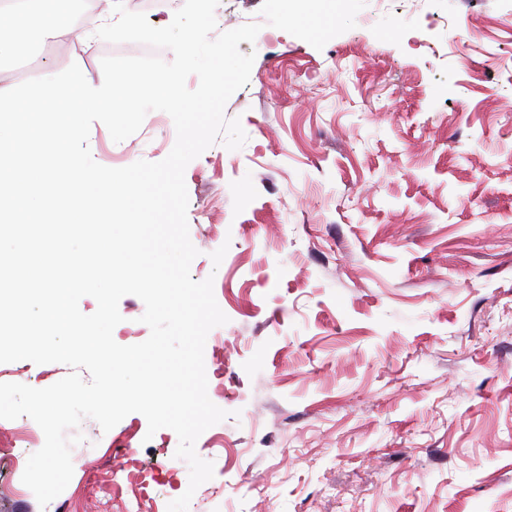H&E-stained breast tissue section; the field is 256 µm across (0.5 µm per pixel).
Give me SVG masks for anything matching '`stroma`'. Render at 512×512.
<instances>
[{
	"instance_id": "obj_1",
	"label": "stroma",
	"mask_w": 512,
	"mask_h": 512,
	"mask_svg": "<svg viewBox=\"0 0 512 512\" xmlns=\"http://www.w3.org/2000/svg\"><path fill=\"white\" fill-rule=\"evenodd\" d=\"M371 28L282 0H220L218 31L288 21L254 53L248 84L225 106L245 144L216 142L185 170L194 280H214L228 322V416L195 444L214 476L190 512H512V0H356ZM0 56V87L78 64L97 84L112 45L66 34ZM461 46H452L454 36ZM171 117L149 112L114 142L93 123L96 162L164 159ZM228 251L221 264L211 254ZM118 344L149 336L136 296L119 302ZM59 363L0 364V383L45 388ZM0 419V512H97L115 449L162 466L157 504L189 485L176 433L147 436L141 414L110 431L79 427L73 477L40 506L12 467L16 429ZM241 481L227 506L225 477Z\"/></svg>"
}]
</instances>
